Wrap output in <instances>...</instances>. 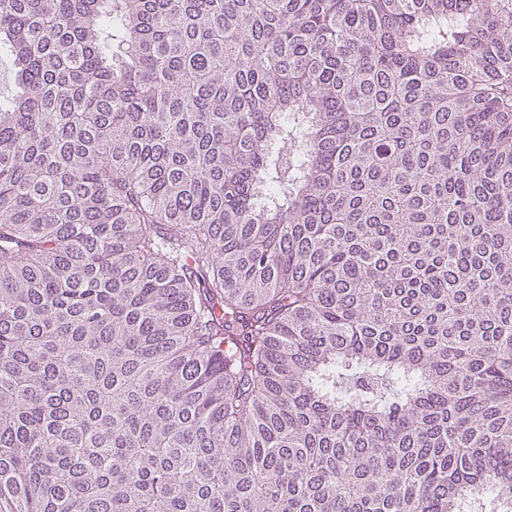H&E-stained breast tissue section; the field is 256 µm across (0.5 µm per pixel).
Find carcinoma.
Masks as SVG:
<instances>
[{"label":"carcinoma","mask_w":512,"mask_h":512,"mask_svg":"<svg viewBox=\"0 0 512 512\" xmlns=\"http://www.w3.org/2000/svg\"><path fill=\"white\" fill-rule=\"evenodd\" d=\"M0 512H512V0H0Z\"/></svg>","instance_id":"carcinoma-1"}]
</instances>
